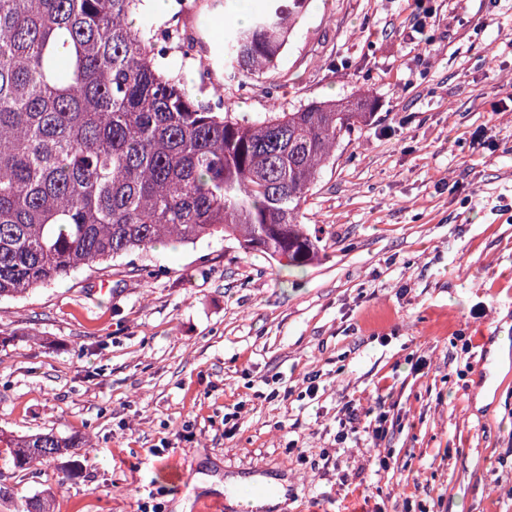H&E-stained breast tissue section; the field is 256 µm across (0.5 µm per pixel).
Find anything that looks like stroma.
Instances as JSON below:
<instances>
[{
	"label": "stroma",
	"mask_w": 512,
	"mask_h": 512,
	"mask_svg": "<svg viewBox=\"0 0 512 512\" xmlns=\"http://www.w3.org/2000/svg\"><path fill=\"white\" fill-rule=\"evenodd\" d=\"M262 4L190 8L174 64L237 116L374 101L308 196L323 257L164 243L0 300V434L73 443L0 455V512H234L270 478V512H512V0H311L274 74L207 73L211 22ZM72 444L59 439L53 433L36 434L27 437H17L6 440L14 468L24 471L34 463L53 458L61 454L66 448H72Z\"/></svg>",
	"instance_id": "obj_1"
}]
</instances>
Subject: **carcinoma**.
<instances>
[{"label": "carcinoma", "instance_id": "cac0c4a2", "mask_svg": "<svg viewBox=\"0 0 512 512\" xmlns=\"http://www.w3.org/2000/svg\"><path fill=\"white\" fill-rule=\"evenodd\" d=\"M143 0H0V299L164 239L232 237L304 266L324 251L301 223L336 144L372 100L311 102L254 119L202 102L165 67ZM224 29V73L274 71L308 0H266ZM24 471L72 447L6 441Z\"/></svg>", "mask_w": 512, "mask_h": 512}]
</instances>
